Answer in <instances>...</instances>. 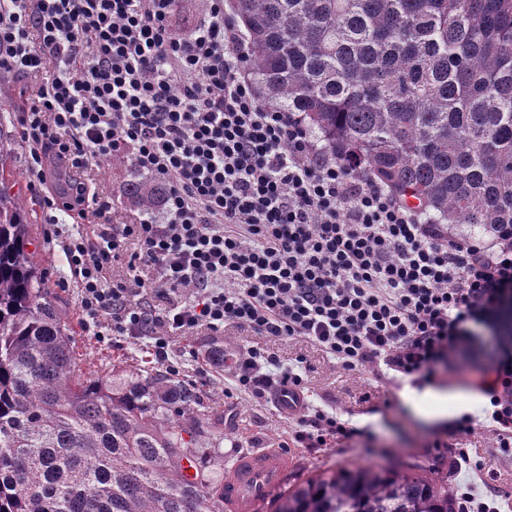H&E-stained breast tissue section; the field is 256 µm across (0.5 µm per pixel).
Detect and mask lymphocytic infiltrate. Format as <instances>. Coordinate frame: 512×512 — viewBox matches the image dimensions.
<instances>
[{
  "label": "lymphocytic infiltrate",
  "instance_id": "obj_1",
  "mask_svg": "<svg viewBox=\"0 0 512 512\" xmlns=\"http://www.w3.org/2000/svg\"><path fill=\"white\" fill-rule=\"evenodd\" d=\"M204 2L181 34L176 0H0V74L42 79L18 115L31 175L46 182L52 155L80 171L123 155L163 187L133 224L113 223L85 181L44 198L82 220L63 248L85 316L147 339L160 364L174 337L232 326L419 389L443 367L480 372L486 405L448 429L489 430L512 460V226L477 237L425 223L325 151L300 115L259 102L238 25L224 0ZM224 369L230 398L305 390L266 348ZM287 419L301 448L368 434L305 402Z\"/></svg>",
  "mask_w": 512,
  "mask_h": 512
}]
</instances>
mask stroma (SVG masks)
<instances>
[{
	"instance_id": "1",
	"label": "stroma",
	"mask_w": 512,
	"mask_h": 512,
	"mask_svg": "<svg viewBox=\"0 0 512 512\" xmlns=\"http://www.w3.org/2000/svg\"><path fill=\"white\" fill-rule=\"evenodd\" d=\"M35 88L33 81L4 77L0 79V133L10 138L12 148L0 163V184L24 202L31 234L35 243L36 260L47 271L50 292L65 313L71 336L80 354L103 369L131 359L153 364L154 359L146 340L128 338L115 344L100 339L94 326L89 325L77 297V283L72 277L61 242L73 226L67 218L55 215L43 204L39 186L33 185L28 172V151L22 143L15 115L26 104ZM100 193L108 196L117 221L131 223L139 211L125 194L130 181L139 179V172L130 161L121 157L108 158L87 173ZM222 346L225 353L236 354L251 345L270 348L282 360L303 359L305 379L311 401L330 407L360 427H369L371 435L354 440L346 447L325 451L294 448L291 456L298 461L288 479L296 487L315 473L340 466L380 464L400 460L423 467L440 465L448 469L458 449L477 452L495 474L493 485L487 486L471 478L467 471L450 472L448 483L453 489L470 487L479 498H495L502 507L512 508V461L503 459L496 448L495 437L486 431L469 436L447 437V445L434 449V434L461 413L475 411L485 398L473 382L449 381L440 373L438 384L429 387L419 405H412L403 395L404 381H376L371 371L348 372L334 364L315 346L301 339L274 340L255 336L246 331L226 328L223 335L181 336L173 345L172 364L181 378L192 382L201 392L211 411L224 416L225 457H233L251 448H279L288 440V423L271 401L254 399L241 394L228 399L224 390L231 378L216 368L206 352Z\"/></svg>"
}]
</instances>
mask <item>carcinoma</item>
I'll list each match as a JSON object with an SVG mask.
<instances>
[{
  "mask_svg": "<svg viewBox=\"0 0 512 512\" xmlns=\"http://www.w3.org/2000/svg\"><path fill=\"white\" fill-rule=\"evenodd\" d=\"M259 101L416 200L430 224L512 225V0H230ZM158 187L126 195L151 210ZM25 205L0 189V512H224V433L171 370H82ZM208 458L211 469L200 465ZM195 475H184V462ZM275 512H456L448 480L323 472Z\"/></svg>",
  "mask_w": 512,
  "mask_h": 512,
  "instance_id": "1",
  "label": "carcinoma"
}]
</instances>
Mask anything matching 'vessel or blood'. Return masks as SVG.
Segmentation results:
<instances>
[{
  "mask_svg": "<svg viewBox=\"0 0 512 512\" xmlns=\"http://www.w3.org/2000/svg\"><path fill=\"white\" fill-rule=\"evenodd\" d=\"M289 457L276 448H254L224 468V512H264L269 494L288 476Z\"/></svg>",
  "mask_w": 512,
  "mask_h": 512,
  "instance_id": "1",
  "label": "vessel or blood"
}]
</instances>
